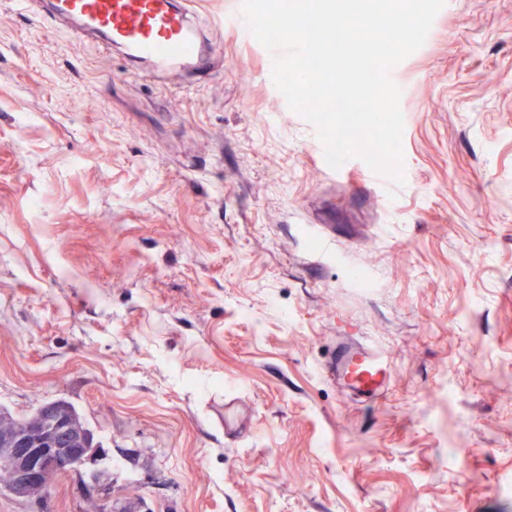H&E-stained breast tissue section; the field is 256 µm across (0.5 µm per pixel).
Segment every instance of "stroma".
<instances>
[{
	"instance_id": "obj_1",
	"label": "stroma",
	"mask_w": 512,
	"mask_h": 512,
	"mask_svg": "<svg viewBox=\"0 0 512 512\" xmlns=\"http://www.w3.org/2000/svg\"><path fill=\"white\" fill-rule=\"evenodd\" d=\"M240 5L195 0L211 67L158 78L0 0V405H74L126 512H512V0H446L391 69V194L211 25ZM342 334L381 401L321 372ZM323 370L365 402L382 397L392 377L386 352L373 344H362L353 336L339 338Z\"/></svg>"
}]
</instances>
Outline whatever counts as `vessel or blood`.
Here are the masks:
<instances>
[{
    "instance_id": "obj_1",
    "label": "vessel or blood",
    "mask_w": 512,
    "mask_h": 512,
    "mask_svg": "<svg viewBox=\"0 0 512 512\" xmlns=\"http://www.w3.org/2000/svg\"><path fill=\"white\" fill-rule=\"evenodd\" d=\"M52 8L78 33L102 35L157 71L201 73L211 65L188 0H54ZM323 370L366 402L382 397L392 377L386 352L352 336L339 338Z\"/></svg>"
}]
</instances>
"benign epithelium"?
<instances>
[{"label": "benign epithelium", "mask_w": 512, "mask_h": 512, "mask_svg": "<svg viewBox=\"0 0 512 512\" xmlns=\"http://www.w3.org/2000/svg\"><path fill=\"white\" fill-rule=\"evenodd\" d=\"M93 441L89 432L83 446L63 448L56 434L38 428L27 435L6 436L0 447V468L7 471L12 492L26 498H41L59 476L84 471L89 478L84 490L100 495L92 512H112V482L104 471L94 468L98 449Z\"/></svg>", "instance_id": "7a95c632"}]
</instances>
